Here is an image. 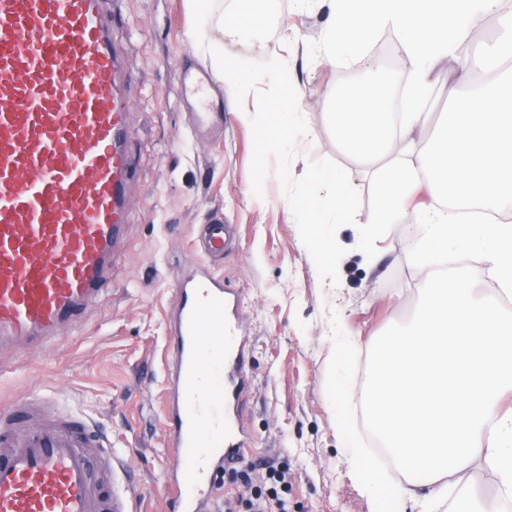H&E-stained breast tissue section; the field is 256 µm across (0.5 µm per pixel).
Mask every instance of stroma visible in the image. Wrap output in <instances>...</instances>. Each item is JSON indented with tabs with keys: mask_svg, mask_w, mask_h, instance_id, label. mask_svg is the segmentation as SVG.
Masks as SVG:
<instances>
[{
	"mask_svg": "<svg viewBox=\"0 0 512 512\" xmlns=\"http://www.w3.org/2000/svg\"><path fill=\"white\" fill-rule=\"evenodd\" d=\"M234 6V0H219L206 20L218 48L254 61L277 51L316 131L313 139H299L291 176L302 177L310 159H333L359 191L361 213L370 212L377 179L337 150L322 112L326 92L342 87L352 68L303 57L304 46L321 39L328 9L275 0L256 39L233 42L222 37L219 20ZM118 7L115 43L132 74L136 170L111 291L107 301L87 309L77 332L0 373V399L50 394L65 410L91 419L122 450L143 512H166L162 485L173 467L164 416L167 316L178 279L201 259L197 238L203 225L223 220L235 225L237 242L212 269L240 292L243 326L253 340L255 382L245 417L254 460L287 464L292 512H420L417 501L428 488L418 487L414 502L387 494L369 498L344 448L350 435L370 441L365 395L377 342L407 328L420 303L426 272L412 252L417 225H395L378 240L371 259L357 248V227H341L337 239L346 253L339 284L323 282L300 239L276 160L268 162L262 196L253 193L252 127L240 114L252 107L255 93L239 102L223 92V129L203 138L193 130L178 71L185 65L208 71L212 65L208 49L189 44L194 22L186 0H119ZM345 334L350 346L342 349L336 339ZM338 387L345 401L333 399ZM498 488L490 467L474 465L448 479L436 508L452 512L463 489L490 504Z\"/></svg>",
	"mask_w": 512,
	"mask_h": 512,
	"instance_id": "stroma-1",
	"label": "stroma"
}]
</instances>
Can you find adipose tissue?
Returning a JSON list of instances; mask_svg holds the SVG:
<instances>
[{"label": "adipose tissue", "mask_w": 512, "mask_h": 512, "mask_svg": "<svg viewBox=\"0 0 512 512\" xmlns=\"http://www.w3.org/2000/svg\"><path fill=\"white\" fill-rule=\"evenodd\" d=\"M331 23L311 49L327 64L363 62V81L377 93L336 95L327 112L336 147L357 165H382L379 200L366 221L380 227L414 220V252L427 269L422 303L411 329L378 344L374 378L366 391L370 423L405 481L393 493L410 498L476 460L495 471L503 492L512 491V413L500 404L512 393V224L484 217L512 210V10L498 0H328ZM497 12L500 35L473 61L482 81L461 75L449 82L451 110L430 139L426 105L441 68L461 46L477 42V18ZM268 0H237L222 32L236 38L267 20ZM398 33L406 58L399 73L366 62L376 30ZM426 186L433 206L409 214L408 202ZM475 204L477 219L464 220L450 200ZM478 251L482 264L442 276L433 267L449 249ZM493 275L498 290L474 295L470 284Z\"/></svg>", "instance_id": "obj_1"}]
</instances>
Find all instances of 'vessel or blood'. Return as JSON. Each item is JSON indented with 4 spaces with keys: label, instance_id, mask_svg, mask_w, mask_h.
I'll return each instance as SVG.
<instances>
[{
    "label": "vessel or blood",
    "instance_id": "1",
    "mask_svg": "<svg viewBox=\"0 0 512 512\" xmlns=\"http://www.w3.org/2000/svg\"><path fill=\"white\" fill-rule=\"evenodd\" d=\"M109 0H0V371L57 344L107 296L106 274L128 222L134 166L130 80ZM199 126L221 119L199 70L179 73ZM231 229L209 224L205 250ZM165 417L173 470L168 512H211L222 472L253 445L243 412L252 388L241 302L205 262L177 286ZM122 459L84 418L44 395L0 406V512H141L137 488L96 479Z\"/></svg>",
    "mask_w": 512,
    "mask_h": 512
}]
</instances>
